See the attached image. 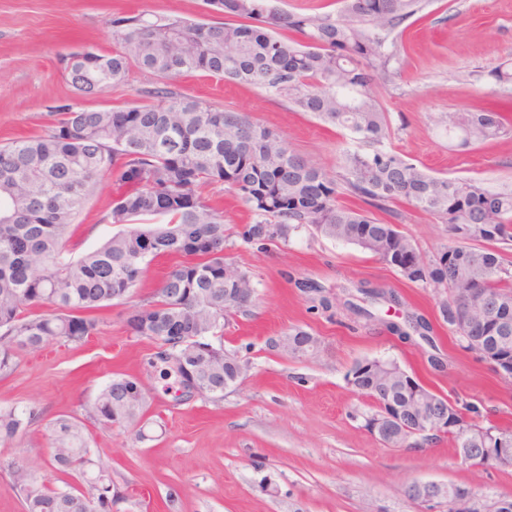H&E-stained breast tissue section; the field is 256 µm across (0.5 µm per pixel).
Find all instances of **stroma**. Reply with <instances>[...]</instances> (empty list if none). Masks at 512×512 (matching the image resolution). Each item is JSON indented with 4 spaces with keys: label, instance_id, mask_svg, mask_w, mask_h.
<instances>
[{
    "label": "stroma",
    "instance_id": "35a3bbf8",
    "mask_svg": "<svg viewBox=\"0 0 512 512\" xmlns=\"http://www.w3.org/2000/svg\"><path fill=\"white\" fill-rule=\"evenodd\" d=\"M119 13L217 18L206 0H0V142L40 132L50 113L63 108L132 106L144 91L166 83L134 67L94 96L73 88L66 57L88 47L119 50L110 25ZM388 49L390 77L374 89L389 114L388 147L438 175L472 179L492 191L512 187V134L463 150L440 123L449 113L477 112L489 99L512 94V83L492 76L512 64V0H428L420 16L390 35ZM166 84L213 108L248 113L327 174L339 173L347 137L287 102L200 72ZM113 198L111 182L101 180L78 217L71 251L93 249L114 233L101 221ZM396 211V224L425 259L447 246L448 226L436 216L405 203ZM224 254L257 283L249 314L224 329L225 349L245 352L250 361L241 384L218 401H176L175 386L148 364L153 343L127 332L129 310L156 291L169 270L162 259L132 299L101 310L105 324L97 335L16 353L14 371L0 375V407H33L40 416L0 442V460H20L55 487L76 485L75 476L50 466L48 426L67 416L85 422L92 453L111 463L112 479L126 496L118 512H446V500L429 510L408 499L404 489L416 482L512 497V468L462 463L447 438L412 449L375 440L361 417L368 400L345 381L357 361L394 360L450 401L477 405L494 423L512 427V382L458 346L433 289L410 283L357 246L306 230L262 252L229 246ZM298 279L331 290L333 310H312L294 285ZM361 281L397 291L405 310L430 321L434 343L389 333L384 323L395 309L382 301L369 304L376 320L355 317L352 306L365 303L355 290ZM294 326L319 338L316 356L296 359L267 348L269 337ZM120 372L143 379L147 415L138 426L105 430L87 421L86 410Z\"/></svg>",
    "mask_w": 512,
    "mask_h": 512
}]
</instances>
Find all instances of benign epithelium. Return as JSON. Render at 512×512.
I'll list each match as a JSON object with an SVG mask.
<instances>
[{
  "mask_svg": "<svg viewBox=\"0 0 512 512\" xmlns=\"http://www.w3.org/2000/svg\"><path fill=\"white\" fill-rule=\"evenodd\" d=\"M485 299L471 295L465 300H458L453 307L462 314L461 330L475 332L473 337L478 345L488 347L498 353L507 334L512 332V322L505 316H498V310L488 307V316L498 317L497 325L501 335L483 336L481 331L484 326V318L474 317L472 309L476 305H482ZM381 414L370 422L368 432L377 440L398 439L406 433L412 435H424L429 437H441L454 430L460 433L465 441H470L473 431L468 429V422L457 414V409H448V404L434 403L430 406L419 404L417 411L412 416H407L402 406L391 399L380 402ZM459 457L469 462L491 461L499 467H512V431L503 430L493 433H484L478 437V442L473 448H458ZM406 496L414 501L424 502L428 505L442 495V489L435 483H414L405 491ZM456 512H512V498H490L468 489H461L455 498Z\"/></svg>",
  "mask_w": 512,
  "mask_h": 512,
  "instance_id": "1",
  "label": "benign epithelium"
}]
</instances>
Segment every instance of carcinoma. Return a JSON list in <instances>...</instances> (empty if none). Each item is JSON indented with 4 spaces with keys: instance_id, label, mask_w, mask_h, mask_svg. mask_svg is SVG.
Segmentation results:
<instances>
[{
    "instance_id": "1",
    "label": "carcinoma",
    "mask_w": 512,
    "mask_h": 512,
    "mask_svg": "<svg viewBox=\"0 0 512 512\" xmlns=\"http://www.w3.org/2000/svg\"><path fill=\"white\" fill-rule=\"evenodd\" d=\"M224 15L216 23L112 18L122 49L92 47L69 56V81L92 96L126 76L133 65L163 79L191 72L250 85L302 112L347 131L364 149L343 153L341 172L329 176L279 132L243 113L215 109L168 87L146 91L142 104L92 109L68 107L52 114L43 133L0 144V374L14 369L18 351L36 354L53 340L81 343L99 333L98 311L127 300L156 259L175 260L157 292L126 318L132 336L155 343L160 362L173 353L201 367L203 397H224V380L243 377L249 360L224 362L228 316L246 314L238 292L256 291L250 273L224 257V213L200 193L226 185L251 209L254 220L236 232L241 243L265 251L301 228L359 246L397 268L423 288H442V319L458 345L484 357L462 337L449 301L480 289L485 298L512 310V264L501 254L512 243V190L492 192L475 180L434 176L387 149L388 112L373 86L389 76L388 37L422 11V0H339L336 14L288 12L271 0H207ZM512 110L505 97L482 112L448 114L445 132L460 147L506 134ZM116 198L102 217L122 229L75 257L66 249L72 227L102 178ZM400 202L448 224L453 243L425 261L399 225L374 212ZM311 295L312 309L326 313L333 296L310 280L297 282ZM358 291L401 306L395 291L367 282ZM386 329L401 338L430 341L432 328L412 313ZM294 343L318 351L313 333L288 330ZM391 363L364 359L346 382L370 401L388 392L412 407L407 381L387 385ZM148 408L139 379L116 374L98 392L88 417L102 429L141 423ZM33 409L0 408V441H9L37 418ZM53 466L71 472L82 489L53 488L19 460L0 461L25 512H114L125 496L112 468L91 453L85 425L59 417L51 425Z\"/></svg>"
}]
</instances>
